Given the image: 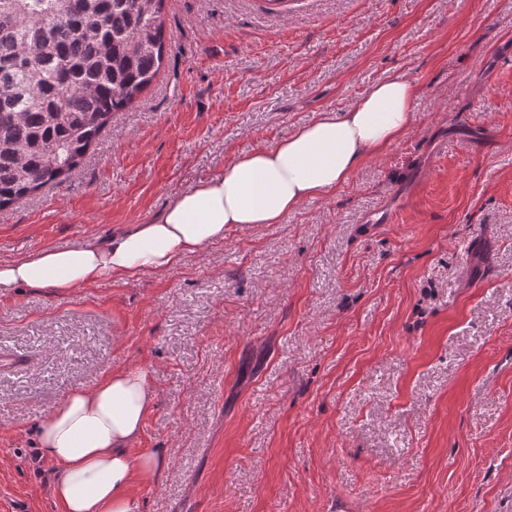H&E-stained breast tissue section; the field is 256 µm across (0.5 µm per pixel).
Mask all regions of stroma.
<instances>
[{
	"mask_svg": "<svg viewBox=\"0 0 512 512\" xmlns=\"http://www.w3.org/2000/svg\"><path fill=\"white\" fill-rule=\"evenodd\" d=\"M164 61L0 260L108 239L374 82L415 120L343 187L161 275L0 295V512H60L37 424L144 366L133 512H512V0H165ZM398 207L396 222L381 217Z\"/></svg>",
	"mask_w": 512,
	"mask_h": 512,
	"instance_id": "35a3bbf8",
	"label": "stroma"
}]
</instances>
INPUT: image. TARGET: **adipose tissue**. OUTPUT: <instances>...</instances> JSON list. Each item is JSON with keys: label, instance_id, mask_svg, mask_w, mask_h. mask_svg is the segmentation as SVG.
Masks as SVG:
<instances>
[{"label": "adipose tissue", "instance_id": "1", "mask_svg": "<svg viewBox=\"0 0 512 512\" xmlns=\"http://www.w3.org/2000/svg\"><path fill=\"white\" fill-rule=\"evenodd\" d=\"M417 97L406 80L375 83L346 109L320 113L274 146L231 155L145 223L106 241L90 235L74 246L0 261V292L27 286L65 295L105 278L160 274L233 228L280 223L399 142ZM153 406L149 372L121 368L92 389H72L38 424L40 451L58 466L51 492L62 512H132L133 478L167 474L160 451L129 452Z\"/></svg>", "mask_w": 512, "mask_h": 512}]
</instances>
